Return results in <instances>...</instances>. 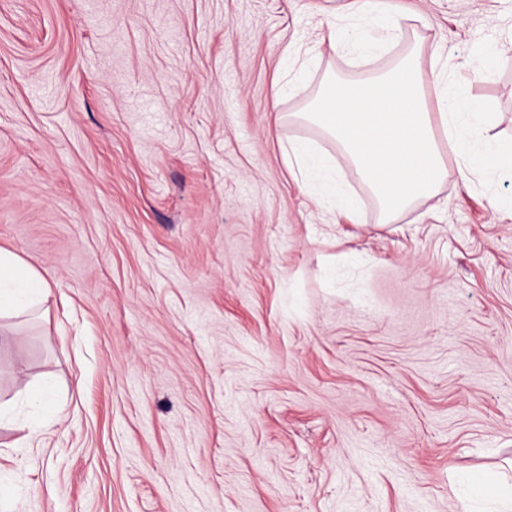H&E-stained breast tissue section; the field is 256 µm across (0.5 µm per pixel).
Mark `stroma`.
<instances>
[{
	"label": "stroma",
	"mask_w": 512,
	"mask_h": 512,
	"mask_svg": "<svg viewBox=\"0 0 512 512\" xmlns=\"http://www.w3.org/2000/svg\"><path fill=\"white\" fill-rule=\"evenodd\" d=\"M412 46L512 139V0H0V247L53 292L0 326V512H490L512 209L451 156L384 221L297 117ZM302 140L350 210L285 164ZM21 392L26 400L34 407L49 412L53 407L52 389L48 384L24 387Z\"/></svg>",
	"instance_id": "35a3bbf8"
}]
</instances>
